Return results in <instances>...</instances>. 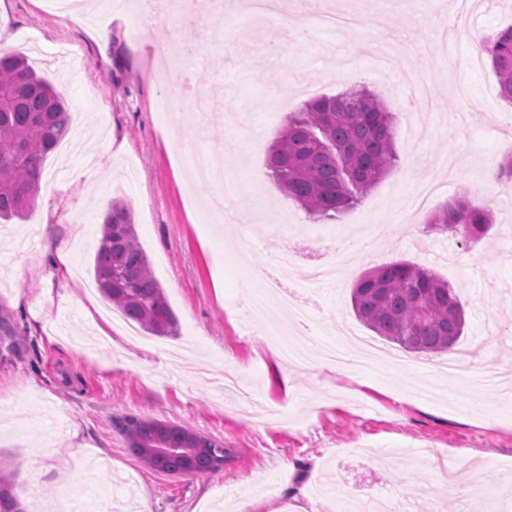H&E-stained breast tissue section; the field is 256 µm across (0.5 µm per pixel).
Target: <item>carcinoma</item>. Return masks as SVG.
Segmentation results:
<instances>
[{"mask_svg": "<svg viewBox=\"0 0 512 512\" xmlns=\"http://www.w3.org/2000/svg\"><path fill=\"white\" fill-rule=\"evenodd\" d=\"M499 97L512 104V25L484 42ZM68 109L54 87L23 57L0 56V220L22 218L35 203L47 155L69 134ZM395 117L373 92L352 88L311 99L269 148L266 166L281 190L315 220H334L360 201L393 167ZM490 213L459 197L426 218L440 230L480 243ZM104 296L128 319L158 336L176 321L137 240L122 200L109 206L93 265ZM356 317L376 335L414 353L455 352L463 335L464 306L457 289L408 261L373 268L354 284ZM21 331L0 306V345L13 351ZM137 456L148 448H194L208 441L185 427L137 417L117 424ZM13 479L0 477V512H19Z\"/></svg>", "mask_w": 512, "mask_h": 512, "instance_id": "1", "label": "carcinoma"}]
</instances>
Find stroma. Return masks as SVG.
Wrapping results in <instances>:
<instances>
[{"instance_id":"35a3bbf8","label":"stroma","mask_w":512,"mask_h":512,"mask_svg":"<svg viewBox=\"0 0 512 512\" xmlns=\"http://www.w3.org/2000/svg\"><path fill=\"white\" fill-rule=\"evenodd\" d=\"M340 28L312 16L306 0H288L308 15L289 31L272 19L224 12L220 22L180 25L154 20L141 37L134 0H90L59 19L44 0H0V53L27 52L65 97L73 148L51 152L43 171L45 202L21 224L0 223V304L22 338L0 355V470L13 473L24 512L71 499L76 512H343L348 497L396 495L405 512H504L512 495L499 486L512 473V397L471 389L439 370L440 360L407 353L389 369L354 374L335 365L293 368L271 350L282 339H333L355 322L350 289L365 271L407 260L428 268L467 299L460 349L512 377V187L485 196L493 224L469 250L426 217L485 179L486 160L512 142V107L491 101L497 78L489 61L468 67L470 38L512 24V0H471L455 40L445 28L456 0H326ZM405 41L427 95L406 97L400 75H377L370 45ZM195 47L191 84L165 67L172 42ZM350 57L355 84L380 94L397 117L399 162L338 219L314 234V222L269 177L267 152L289 113L307 99L334 95L353 82L336 59ZM185 100L181 122L157 109L160 98ZM225 147V168L242 182L230 202L234 224L204 220L206 187L184 159ZM454 153L453 173L434 170L440 189L411 207L406 161ZM129 206L138 241L176 318L172 336L132 340L107 315L93 274L112 199ZM392 228L386 245L365 254L357 228ZM346 276L336 285L288 282L312 318L297 326L275 308L263 323L247 315V282L276 253L303 263L336 256ZM70 249V270L55 265V247ZM495 287H483L485 276ZM135 416L180 425L221 442V470L189 477L144 464L115 422ZM37 485V497L25 489ZM450 495H442L443 485Z\"/></svg>"}]
</instances>
